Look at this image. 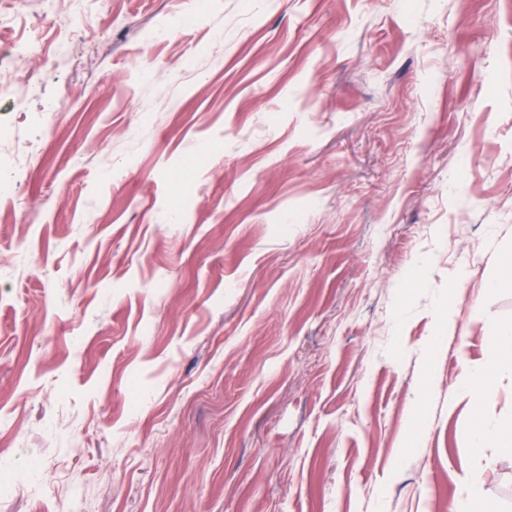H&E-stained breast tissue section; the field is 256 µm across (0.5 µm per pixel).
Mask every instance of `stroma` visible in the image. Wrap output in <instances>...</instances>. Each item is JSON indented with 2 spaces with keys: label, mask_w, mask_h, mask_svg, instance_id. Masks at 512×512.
I'll list each match as a JSON object with an SVG mask.
<instances>
[{
  "label": "stroma",
  "mask_w": 512,
  "mask_h": 512,
  "mask_svg": "<svg viewBox=\"0 0 512 512\" xmlns=\"http://www.w3.org/2000/svg\"><path fill=\"white\" fill-rule=\"evenodd\" d=\"M0 60V512H448L505 0H0Z\"/></svg>",
  "instance_id": "1"
}]
</instances>
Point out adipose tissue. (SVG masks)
Listing matches in <instances>:
<instances>
[{
	"mask_svg": "<svg viewBox=\"0 0 512 512\" xmlns=\"http://www.w3.org/2000/svg\"><path fill=\"white\" fill-rule=\"evenodd\" d=\"M496 375L512 376V324L495 327L488 361L483 366L469 368L461 385L475 411V420L467 435L469 447L503 453L512 450V422L489 418L482 413L486 380Z\"/></svg>",
	"mask_w": 512,
	"mask_h": 512,
	"instance_id": "ef3b65f1",
	"label": "adipose tissue"
}]
</instances>
